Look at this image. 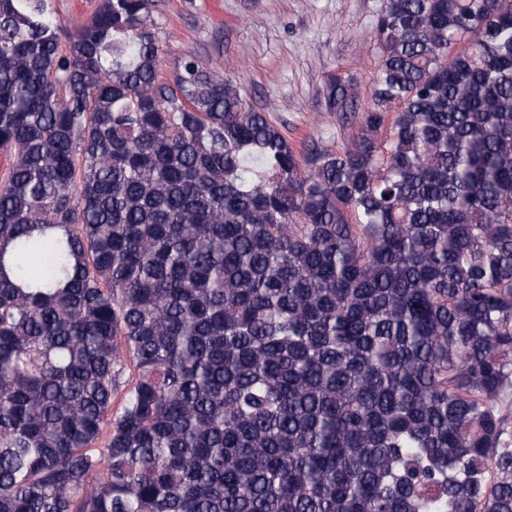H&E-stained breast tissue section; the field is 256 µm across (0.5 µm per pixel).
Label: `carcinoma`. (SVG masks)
<instances>
[{
  "mask_svg": "<svg viewBox=\"0 0 512 512\" xmlns=\"http://www.w3.org/2000/svg\"><path fill=\"white\" fill-rule=\"evenodd\" d=\"M156 10L0 0V512H512V0L300 150ZM96 0H51L55 15L70 27L91 21Z\"/></svg>",
  "mask_w": 512,
  "mask_h": 512,
  "instance_id": "obj_1",
  "label": "carcinoma"
}]
</instances>
